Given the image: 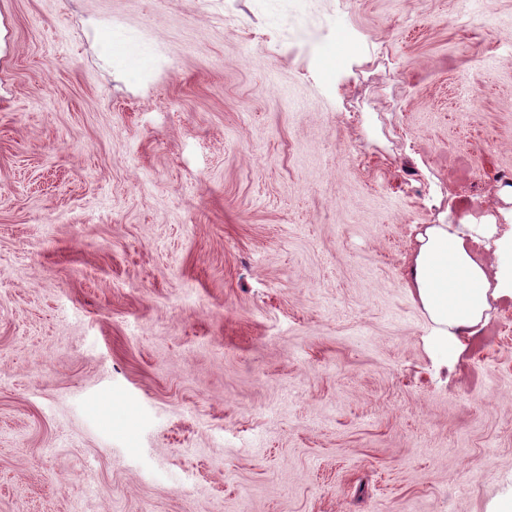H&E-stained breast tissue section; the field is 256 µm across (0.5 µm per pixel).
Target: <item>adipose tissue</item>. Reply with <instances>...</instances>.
I'll use <instances>...</instances> for the list:
<instances>
[{
	"mask_svg": "<svg viewBox=\"0 0 512 512\" xmlns=\"http://www.w3.org/2000/svg\"><path fill=\"white\" fill-rule=\"evenodd\" d=\"M506 224L491 215L427 225L417 236L407 283L433 324L428 341L455 370L464 337L487 323L492 302L512 300V210Z\"/></svg>",
	"mask_w": 512,
	"mask_h": 512,
	"instance_id": "ef3b65f1",
	"label": "adipose tissue"
}]
</instances>
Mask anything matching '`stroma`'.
Masks as SVG:
<instances>
[{"label": "stroma", "instance_id": "1", "mask_svg": "<svg viewBox=\"0 0 512 512\" xmlns=\"http://www.w3.org/2000/svg\"><path fill=\"white\" fill-rule=\"evenodd\" d=\"M503 32L0 0V512H512V308L450 372L407 287L423 225L507 206Z\"/></svg>", "mask_w": 512, "mask_h": 512}]
</instances>
